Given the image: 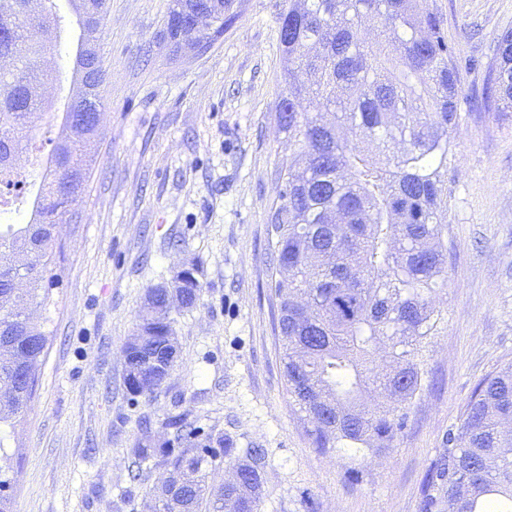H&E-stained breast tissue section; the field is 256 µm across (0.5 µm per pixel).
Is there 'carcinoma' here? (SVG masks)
<instances>
[{
	"label": "carcinoma",
	"mask_w": 512,
	"mask_h": 512,
	"mask_svg": "<svg viewBox=\"0 0 512 512\" xmlns=\"http://www.w3.org/2000/svg\"><path fill=\"white\" fill-rule=\"evenodd\" d=\"M80 34L73 61L85 100L80 112L101 109L105 70L85 74L99 54L106 0H69ZM235 0H171L164 21L172 55L209 50L238 17ZM200 14L208 23L186 30ZM369 20L381 40L369 44L359 26ZM57 38L52 0H0V124L14 138L0 141V198L23 183L20 159L30 147L31 116L49 109L35 93L30 66L45 45L29 39L31 25ZM283 50L277 103L280 131L296 148L276 207L278 234L271 287L279 299L277 329L288 392L310 424L312 444L352 459L381 453L404 426L405 410L422 389L423 352L445 323L432 303L448 282L449 131L461 120L456 48L426 0H288L279 18ZM481 107L512 112V29L497 44ZM100 128L59 116L56 142L25 224H0V335L19 345L47 342L29 316L61 245L52 217L80 206L90 169L85 146ZM386 152L376 160L368 145ZM201 286L194 269L175 288L147 291L136 334L125 344V377L138 393L161 386L160 367L147 361L177 351L171 314L191 309ZM16 353L0 344V425L27 408L33 390L18 383ZM174 436L155 448L144 432L133 463L160 459L175 483L154 490L177 512H259L266 455L238 448L222 434L199 438L173 417ZM180 449L173 448V445ZM233 480L215 494L205 478L217 456ZM512 512V364L473 391L448 448L427 471L421 512Z\"/></svg>",
	"instance_id": "carcinoma-1"
}]
</instances>
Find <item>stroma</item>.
I'll list each match as a JSON object with an SVG mask.
<instances>
[{
    "label": "stroma",
    "instance_id": "35a3bbf8",
    "mask_svg": "<svg viewBox=\"0 0 512 512\" xmlns=\"http://www.w3.org/2000/svg\"><path fill=\"white\" fill-rule=\"evenodd\" d=\"M170 0H108L100 36L102 133L91 144L81 223L61 224L47 317L49 342L25 414L0 449L10 459L12 512H152L161 460L131 475L143 425L171 438L181 416L267 453L261 512H420L430 463L475 386L512 363V112L480 110L512 0H428L454 43L461 116L450 134L446 317L392 448L362 461L313 447L288 394L270 286L268 219L277 172L295 147L277 127L285 0H241L206 54L172 57L158 36ZM59 36L34 69L48 73L51 111L32 126L28 182L74 96L79 28L56 0ZM195 266L197 307L173 311L178 357L151 393L124 385L123 347L147 289Z\"/></svg>",
    "mask_w": 512,
    "mask_h": 512
}]
</instances>
